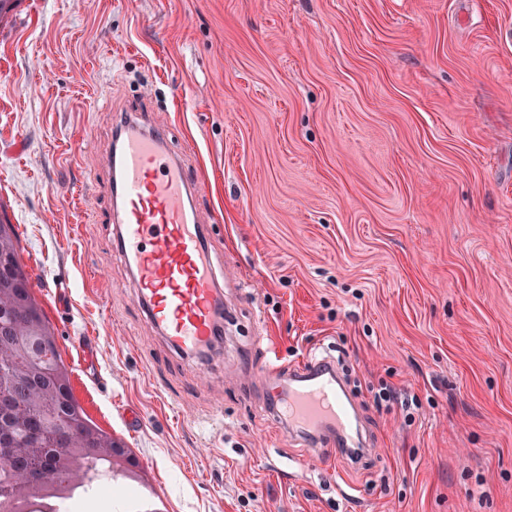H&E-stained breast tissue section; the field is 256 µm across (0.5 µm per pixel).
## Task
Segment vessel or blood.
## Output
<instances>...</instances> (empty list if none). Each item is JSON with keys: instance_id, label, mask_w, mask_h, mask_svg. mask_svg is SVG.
I'll list each match as a JSON object with an SVG mask.
<instances>
[{"instance_id": "vessel-or-blood-1", "label": "vessel or blood", "mask_w": 512, "mask_h": 512, "mask_svg": "<svg viewBox=\"0 0 512 512\" xmlns=\"http://www.w3.org/2000/svg\"><path fill=\"white\" fill-rule=\"evenodd\" d=\"M169 132L142 109L120 114L109 157L113 252L136 281L147 324L173 348L209 351L224 307L218 265L198 207L199 179L168 148ZM321 360L260 371L269 411L309 448H362L366 431L337 371Z\"/></svg>"}]
</instances>
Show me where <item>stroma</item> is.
Masks as SVG:
<instances>
[{"instance_id":"1","label":"stroma","mask_w":512,"mask_h":512,"mask_svg":"<svg viewBox=\"0 0 512 512\" xmlns=\"http://www.w3.org/2000/svg\"><path fill=\"white\" fill-rule=\"evenodd\" d=\"M113 104L204 177L209 359L167 346L113 254ZM1 215L76 398L138 462L82 512H512V0H21ZM329 350L356 464L280 429L253 373ZM384 381L418 409H376Z\"/></svg>"}]
</instances>
